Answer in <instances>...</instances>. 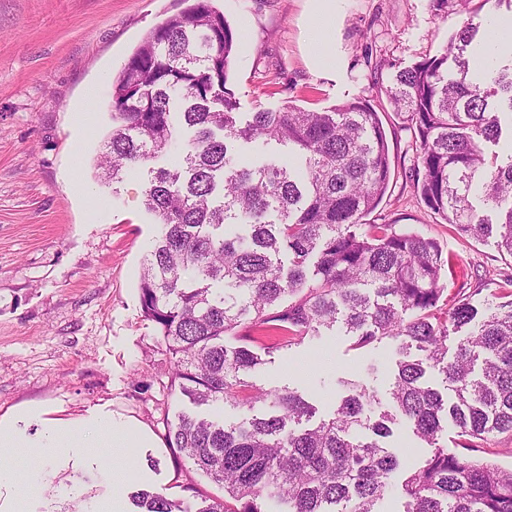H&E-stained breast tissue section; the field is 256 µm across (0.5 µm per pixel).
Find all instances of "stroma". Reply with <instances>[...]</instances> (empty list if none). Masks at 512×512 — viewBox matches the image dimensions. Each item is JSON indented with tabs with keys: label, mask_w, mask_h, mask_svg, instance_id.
<instances>
[{
	"label": "stroma",
	"mask_w": 512,
	"mask_h": 512,
	"mask_svg": "<svg viewBox=\"0 0 512 512\" xmlns=\"http://www.w3.org/2000/svg\"><path fill=\"white\" fill-rule=\"evenodd\" d=\"M186 0H0V417H17L24 439L40 433L26 410L82 421L135 423L151 439L135 448H64L47 456L15 450L19 473L37 485L0 483V512H129L130 493L183 497L222 489L177 468L164 420L181 405L170 392L173 364L139 298L143 257L158 226L142 205L146 168L104 184L95 164L112 128V81L151 28ZM238 34L226 87L243 113L293 104L325 110L364 100L378 113L393 176L369 221L398 222L437 239L465 275L477 308L512 278V256L496 237H459L415 193L414 134L386 96L399 68L439 54L462 22L432 0H342L331 33L336 70L317 75L307 49L310 0H217ZM95 112L84 113L87 87ZM79 168H72V160ZM385 338L356 349L326 332L275 354L252 376L262 389L288 386L332 414L353 380L387 403L396 370ZM119 465L120 479L108 464Z\"/></svg>",
	"instance_id": "obj_1"
}]
</instances>
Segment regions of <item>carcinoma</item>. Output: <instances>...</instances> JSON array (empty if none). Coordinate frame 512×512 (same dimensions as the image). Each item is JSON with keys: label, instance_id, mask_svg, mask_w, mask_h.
<instances>
[{"label": "carcinoma", "instance_id": "carcinoma-1", "mask_svg": "<svg viewBox=\"0 0 512 512\" xmlns=\"http://www.w3.org/2000/svg\"><path fill=\"white\" fill-rule=\"evenodd\" d=\"M443 53L398 70L389 103L419 141L413 186L464 238L498 235L512 256V56L475 78L474 15L512 0H479ZM237 33L194 0L155 25L112 83V132L96 167L118 181L166 154L182 128L181 159L153 167L143 195L160 229L143 259L139 294L173 360L170 390L197 407L224 402L247 415L218 423L180 412L167 443L224 490L170 498L140 489L131 512H378L389 493L406 512H512V468L473 456L512 434V279L479 313L470 297L440 304L450 260L433 238L397 224H364L389 187L391 161L378 113L362 101L322 112L285 105L242 120L226 82ZM288 147L295 174L274 162L241 166L232 151L257 141ZM477 191L481 205L474 204ZM362 232H357L361 226ZM341 329L364 348L399 342L389 406L353 383L328 419L288 387L249 377L267 356ZM456 342L448 358V342ZM437 370L447 394L429 385ZM403 419L433 451L415 470L382 439ZM453 424L459 453L438 446Z\"/></svg>", "mask_w": 512, "mask_h": 512}]
</instances>
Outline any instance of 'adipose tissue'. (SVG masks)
<instances>
[{
  "label": "adipose tissue",
  "instance_id": "obj_1",
  "mask_svg": "<svg viewBox=\"0 0 512 512\" xmlns=\"http://www.w3.org/2000/svg\"><path fill=\"white\" fill-rule=\"evenodd\" d=\"M312 8L309 21L311 38L308 51L316 67L327 69L334 65L335 58L329 50V35L336 22V14L341 0H311ZM41 425L43 431L33 440L36 448H81L85 445V433L107 434L112 447H128L130 441L140 439L139 429L131 424L116 426L111 420L95 417L89 430H82L80 423L61 419H45Z\"/></svg>",
  "mask_w": 512,
  "mask_h": 512
}]
</instances>
